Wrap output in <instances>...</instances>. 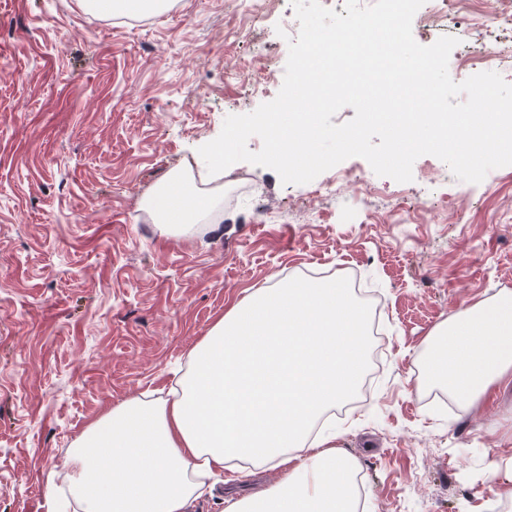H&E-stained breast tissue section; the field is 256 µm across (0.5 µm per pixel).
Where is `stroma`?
<instances>
[{
	"label": "stroma",
	"mask_w": 512,
	"mask_h": 512,
	"mask_svg": "<svg viewBox=\"0 0 512 512\" xmlns=\"http://www.w3.org/2000/svg\"><path fill=\"white\" fill-rule=\"evenodd\" d=\"M254 8L170 0L113 17L0 0V512H46L52 471L68 499L82 432L128 400L171 398L191 349L251 289L328 271L357 282L383 337L366 393L319 423L356 462L358 512H512V390L452 408L447 388L419 383L438 323L512 291V166L478 184L431 155L406 183L359 157L307 184L247 162L204 174L199 147L283 83L276 27L293 7ZM172 181L206 208L148 222ZM236 477L207 480L190 512H224L279 475Z\"/></svg>",
	"instance_id": "obj_1"
}]
</instances>
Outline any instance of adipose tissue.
<instances>
[{"label": "adipose tissue", "mask_w": 512, "mask_h": 512, "mask_svg": "<svg viewBox=\"0 0 512 512\" xmlns=\"http://www.w3.org/2000/svg\"><path fill=\"white\" fill-rule=\"evenodd\" d=\"M368 322L332 277L253 289L192 350L172 399L127 401L82 434L73 498L83 512H188L200 479L240 460L281 476L225 512H353L354 460L308 431L356 386L346 359ZM430 340L447 352L427 375L464 405L512 384V292L468 303Z\"/></svg>", "instance_id": "ef3b65f1"}]
</instances>
